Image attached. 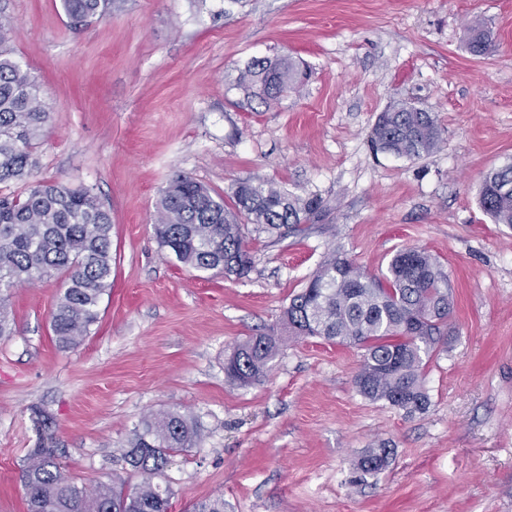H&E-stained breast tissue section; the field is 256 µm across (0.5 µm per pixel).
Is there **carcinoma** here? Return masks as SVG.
Masks as SVG:
<instances>
[{
	"label": "carcinoma",
	"instance_id": "carcinoma-1",
	"mask_svg": "<svg viewBox=\"0 0 512 512\" xmlns=\"http://www.w3.org/2000/svg\"><path fill=\"white\" fill-rule=\"evenodd\" d=\"M112 2L62 0V8L78 25L112 15ZM467 31L468 51L486 55L491 42L482 19L473 18ZM303 79L299 64L281 56L254 60L239 83L269 104L298 91ZM50 116L36 79L0 50V185L27 184L21 194L0 193V291L59 279L51 326L57 346L66 350L88 336L112 287V217L89 187L34 179ZM373 141L388 153L419 158L439 149L443 130L425 109L392 105L378 115ZM479 204L493 223L512 225V165L485 176ZM319 210L314 197L251 180L236 184L230 207L223 195L178 173L161 192L153 231L178 263L205 273L222 267L227 277H244L252 261L241 219L274 233L311 220ZM450 306L448 279L422 248L397 251L381 278L332 250L291 298L282 324L293 336H319L363 350L355 378L358 392L415 414L430 405L422 367L440 341ZM279 342L273 333H259L236 344L224 361L227 381L237 386L262 381ZM200 439L195 418L177 409L144 417L122 449L134 474L142 476L132 487L124 482L79 485L63 471V449L36 448L21 474L27 512H168L171 492L158 479L171 457L197 447ZM391 453L382 442L360 459L359 469L378 473Z\"/></svg>",
	"mask_w": 512,
	"mask_h": 512
}]
</instances>
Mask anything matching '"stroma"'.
Instances as JSON below:
<instances>
[{
    "label": "stroma",
    "mask_w": 512,
    "mask_h": 512,
    "mask_svg": "<svg viewBox=\"0 0 512 512\" xmlns=\"http://www.w3.org/2000/svg\"><path fill=\"white\" fill-rule=\"evenodd\" d=\"M0 16L52 112L38 178L94 187L112 216V288L77 348L54 342L58 280L9 292L0 512H26L21 469L44 435L76 482L109 483L129 476L121 450L143 417L168 409L202 433L165 471L170 512L217 497L224 512H512V226L478 204L486 173L512 163V0H121L86 26L61 0H0ZM475 16L485 56L467 49ZM285 55L308 72L299 92L265 104L240 86L253 59ZM401 102L435 115L438 151L372 144ZM179 172L227 198L262 180L324 209L275 236L245 224L248 277L201 273L152 230ZM408 246L452 296L426 413L360 395L361 350L320 337L283 336L262 384L227 382L225 356L279 327L328 252L379 276ZM381 441L388 467L360 476Z\"/></svg>",
    "instance_id": "obj_1"
}]
</instances>
